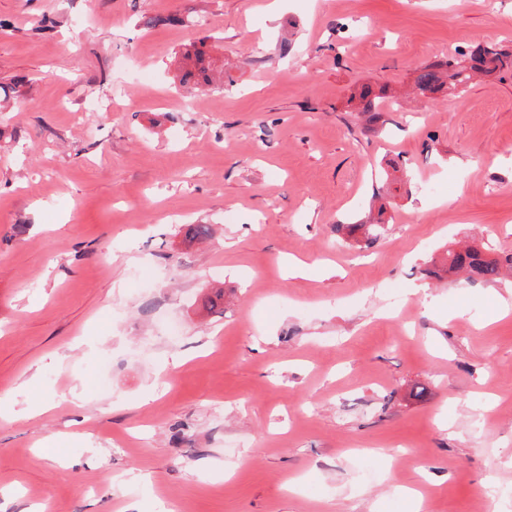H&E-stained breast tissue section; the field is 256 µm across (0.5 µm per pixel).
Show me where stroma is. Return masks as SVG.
<instances>
[{"mask_svg":"<svg viewBox=\"0 0 512 512\" xmlns=\"http://www.w3.org/2000/svg\"><path fill=\"white\" fill-rule=\"evenodd\" d=\"M0 19V512H512V276L422 273L512 251V75L411 92L512 0Z\"/></svg>","mask_w":512,"mask_h":512,"instance_id":"1","label":"stroma"}]
</instances>
